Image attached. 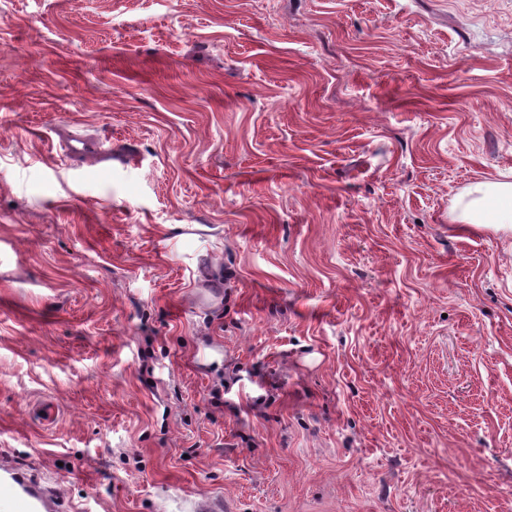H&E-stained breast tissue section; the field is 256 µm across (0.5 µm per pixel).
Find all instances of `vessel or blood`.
I'll use <instances>...</instances> for the list:
<instances>
[{"mask_svg":"<svg viewBox=\"0 0 512 512\" xmlns=\"http://www.w3.org/2000/svg\"><path fill=\"white\" fill-rule=\"evenodd\" d=\"M67 156L100 164L101 145L76 134L62 143ZM59 497L31 475L18 470L7 457H0V512H59Z\"/></svg>","mask_w":512,"mask_h":512,"instance_id":"1","label":"vessel or blood"}]
</instances>
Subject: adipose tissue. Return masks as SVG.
Wrapping results in <instances>:
<instances>
[{"instance_id":"ef3b65f1","label":"adipose tissue","mask_w":512,"mask_h":512,"mask_svg":"<svg viewBox=\"0 0 512 512\" xmlns=\"http://www.w3.org/2000/svg\"><path fill=\"white\" fill-rule=\"evenodd\" d=\"M458 220L477 227L505 228L512 225V182L484 181L466 191Z\"/></svg>"}]
</instances>
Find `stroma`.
<instances>
[{
    "label": "stroma",
    "instance_id": "obj_1",
    "mask_svg": "<svg viewBox=\"0 0 512 512\" xmlns=\"http://www.w3.org/2000/svg\"><path fill=\"white\" fill-rule=\"evenodd\" d=\"M507 177L512 0H0V455L65 512H512V230L456 221ZM62 148L67 156L71 158H85L92 166L98 165L105 160L100 156L101 145L94 139L74 134L61 142Z\"/></svg>",
    "mask_w": 512,
    "mask_h": 512
}]
</instances>
